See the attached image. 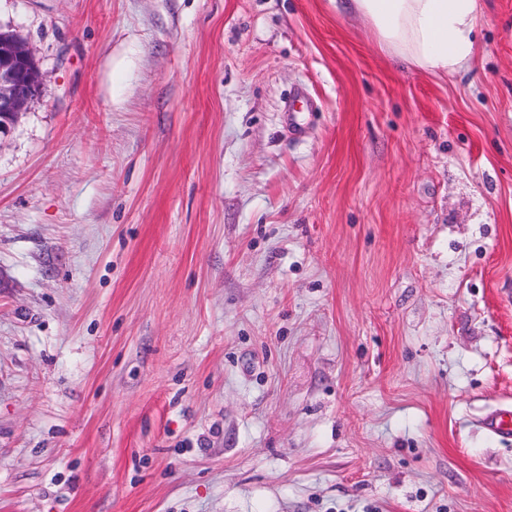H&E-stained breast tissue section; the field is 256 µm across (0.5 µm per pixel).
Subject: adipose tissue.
<instances>
[{"instance_id": "1", "label": "adipose tissue", "mask_w": 512, "mask_h": 512, "mask_svg": "<svg viewBox=\"0 0 512 512\" xmlns=\"http://www.w3.org/2000/svg\"><path fill=\"white\" fill-rule=\"evenodd\" d=\"M367 19L390 56L440 75L468 68L476 57L478 0H347Z\"/></svg>"}]
</instances>
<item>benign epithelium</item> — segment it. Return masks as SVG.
<instances>
[{"instance_id": "1", "label": "benign epithelium", "mask_w": 512, "mask_h": 512, "mask_svg": "<svg viewBox=\"0 0 512 512\" xmlns=\"http://www.w3.org/2000/svg\"><path fill=\"white\" fill-rule=\"evenodd\" d=\"M41 90L39 67L26 41L16 33L8 42L6 54L0 55V135L10 131L12 121L18 119Z\"/></svg>"}]
</instances>
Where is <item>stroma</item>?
I'll use <instances>...</instances> for the list:
<instances>
[{
  "label": "stroma",
  "instance_id": "obj_1",
  "mask_svg": "<svg viewBox=\"0 0 512 512\" xmlns=\"http://www.w3.org/2000/svg\"><path fill=\"white\" fill-rule=\"evenodd\" d=\"M0 26V512H512V0L452 76L340 0ZM10 37L9 29H0V135L10 131L12 119L16 121L42 90V75L26 41L17 33ZM483 428L492 435H512V410L502 409L485 419Z\"/></svg>",
  "mask_w": 512,
  "mask_h": 512
}]
</instances>
